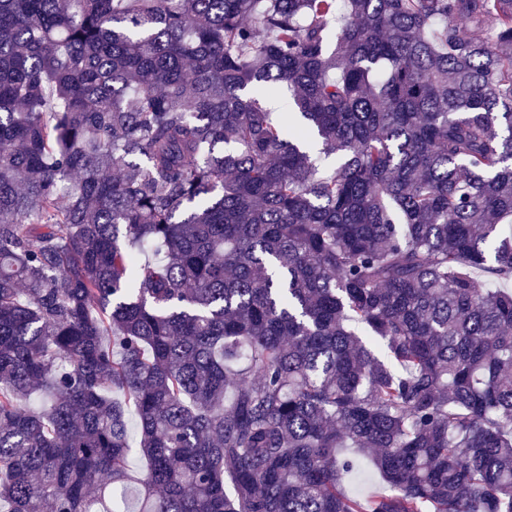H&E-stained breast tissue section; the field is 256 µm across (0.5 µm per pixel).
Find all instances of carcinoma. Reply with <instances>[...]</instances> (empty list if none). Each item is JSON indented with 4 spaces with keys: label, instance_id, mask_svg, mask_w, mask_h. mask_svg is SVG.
Segmentation results:
<instances>
[{
    "label": "carcinoma",
    "instance_id": "carcinoma-1",
    "mask_svg": "<svg viewBox=\"0 0 512 512\" xmlns=\"http://www.w3.org/2000/svg\"><path fill=\"white\" fill-rule=\"evenodd\" d=\"M511 223L512 0H0V512H512ZM377 482L378 477L374 470L363 463L356 472L347 477L344 486L349 493L359 495L376 488Z\"/></svg>",
    "mask_w": 512,
    "mask_h": 512
}]
</instances>
